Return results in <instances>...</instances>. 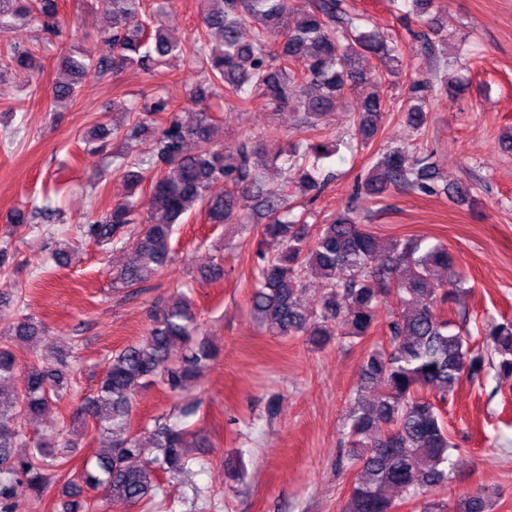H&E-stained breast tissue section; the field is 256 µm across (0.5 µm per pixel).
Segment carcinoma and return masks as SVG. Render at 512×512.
Returning <instances> with one entry per match:
<instances>
[{
  "mask_svg": "<svg viewBox=\"0 0 512 512\" xmlns=\"http://www.w3.org/2000/svg\"><path fill=\"white\" fill-rule=\"evenodd\" d=\"M96 4L107 21L112 55L97 57L73 44L61 59L67 79L52 89L54 107L73 102L92 76L118 75L130 67L151 73L180 59L195 75L188 90L191 101L203 104L218 97L228 110L242 112L259 97L276 110L303 113L307 127L318 131L336 97L376 74L400 70L405 58L398 39L377 29L360 30L355 15L336 29L337 16L344 14L342 0H314L306 9L292 7L288 0H201L200 30L186 43L147 12L145 0ZM413 6L420 23L435 25V0H413ZM21 25H37L51 37L67 27L58 0H0V37ZM248 26L253 34L246 41L243 30ZM16 68H38L37 54L11 39L0 53V78ZM430 90L439 101L459 97L465 85L445 76L410 84L421 102ZM386 108L379 96L365 97L353 115L351 142H372ZM167 111L165 123L154 128L151 154L152 164L164 173L149 181L145 160L128 159L113 148L129 198L82 228L84 236L109 253L124 239L127 226L138 225L132 242L136 258L113 273V283L131 291L144 287L167 264L175 226L197 212L209 224L238 223L239 194L250 196L267 210L257 231L251 308L274 335H306L317 348L335 337L361 341L375 328L378 303L396 297L397 311L385 325L389 346L366 353L362 386L345 418L348 456L357 473L341 512H398L402 500L415 502L418 512H494L493 493L485 488L442 500L431 491L448 483V461L459 451L440 405L464 380L481 384L492 371L499 379L512 378V321L485 326L475 343L466 329L469 312L463 310L461 326L451 330L441 311L469 289L456 272L455 256L441 243L397 238L383 243L367 225L346 215L308 236L302 216L265 192L267 164L253 161L261 156L258 142L266 138L264 132H252L227 150L216 140L219 125L206 110L186 119L159 97L148 109L132 101L113 104L112 126L96 125L90 139L145 132L150 123L142 114ZM331 153L328 143L312 138L288 143L285 182L317 188L308 163ZM434 179L435 170L425 159L395 148L382 154L358 191L379 195L400 187L428 193ZM219 182L224 193L210 194ZM311 287L319 291L312 312L301 304ZM183 288L182 283L174 286L145 337L112 355L90 401L95 433L111 443L106 455L96 456L95 465H82L80 481L130 505L155 503L161 476L184 475L189 466L188 432L179 422L163 416L145 438L126 434L135 387L159 385L175 393L217 356ZM22 304L19 299L13 310L0 309V330L39 342L46 336L44 326L24 313ZM16 367L8 341L0 339V512H12L13 499L25 492L39 498L48 471L69 465L64 449L72 446L68 430L62 429L51 442L33 441L29 457L12 459L10 449L24 437L25 425L72 387L69 365L60 357L50 366L31 364L26 390L16 394L4 386ZM389 489L398 490L401 499L388 495Z\"/></svg>",
  "mask_w": 512,
  "mask_h": 512,
  "instance_id": "1",
  "label": "carcinoma"
}]
</instances>
